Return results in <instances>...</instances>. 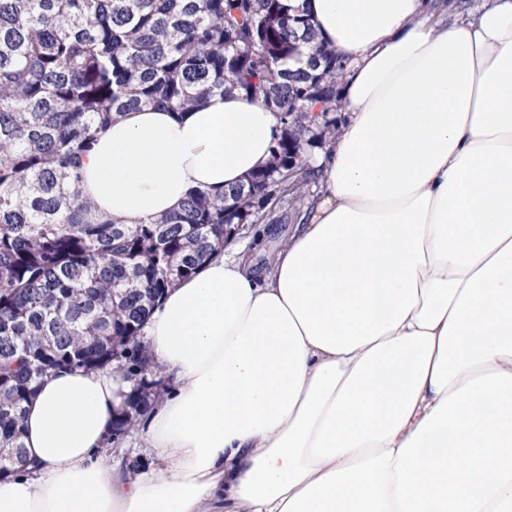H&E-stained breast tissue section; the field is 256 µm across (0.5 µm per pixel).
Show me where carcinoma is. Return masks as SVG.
Returning <instances> with one entry per match:
<instances>
[{
	"mask_svg": "<svg viewBox=\"0 0 512 512\" xmlns=\"http://www.w3.org/2000/svg\"><path fill=\"white\" fill-rule=\"evenodd\" d=\"M344 64L282 0H0V475L29 464L25 404L50 373L111 367L130 386L115 430L138 423L165 379L144 321L227 225L273 224L316 183L306 147L336 124ZM235 92L279 115L270 166L147 224L81 196L79 158L115 116Z\"/></svg>",
	"mask_w": 512,
	"mask_h": 512,
	"instance_id": "cac0c4a2",
	"label": "carcinoma"
}]
</instances>
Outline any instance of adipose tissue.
<instances>
[{"label": "adipose tissue", "mask_w": 512, "mask_h": 512, "mask_svg": "<svg viewBox=\"0 0 512 512\" xmlns=\"http://www.w3.org/2000/svg\"><path fill=\"white\" fill-rule=\"evenodd\" d=\"M346 60L317 194L263 271L214 256L143 342L171 387L126 476L96 455L129 386L46 377L0 512H512V0H289ZM245 95L129 110L82 156L120 224L269 161Z\"/></svg>", "instance_id": "adipose-tissue-1"}]
</instances>
